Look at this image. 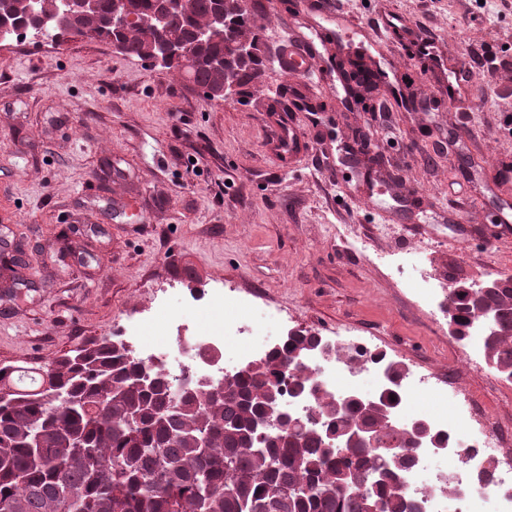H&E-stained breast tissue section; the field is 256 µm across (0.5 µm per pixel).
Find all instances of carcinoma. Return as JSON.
I'll return each mask as SVG.
<instances>
[{"label":"carcinoma","instance_id":"carcinoma-1","mask_svg":"<svg viewBox=\"0 0 512 512\" xmlns=\"http://www.w3.org/2000/svg\"><path fill=\"white\" fill-rule=\"evenodd\" d=\"M217 2L188 0L171 36L195 45V62L166 70L216 92L221 79L210 59L224 55L242 102L269 62L264 6L251 0L240 12L228 0L224 40L200 42L197 28ZM111 10L112 0H98L96 17L80 25L107 41ZM241 39L252 47L246 55L231 50ZM120 54L153 63L149 44L137 35L124 39ZM485 311L499 316L496 336L484 342L488 359L511 380V275H499L498 285L476 299L469 282L452 283V336L466 338ZM320 344L307 331L294 334L252 371L232 373L222 398L183 392L175 399L161 369L150 371L149 387L132 386L144 365L107 338L44 365L0 367V391H8V399H0V512H369V499L380 512H422L410 505L416 497L404 480L414 464V440L349 396L323 391L314 396L320 424L292 414L267 444L250 440L256 420L276 419L266 410L270 399L286 392L311 396L303 352ZM49 390L60 398H47ZM338 404L345 410L336 412ZM350 426L373 429L378 446L327 447L329 436Z\"/></svg>","mask_w":512,"mask_h":512}]
</instances>
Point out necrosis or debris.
<instances>
[{
  "label": "necrosis or debris",
  "instance_id": "obj_1",
  "mask_svg": "<svg viewBox=\"0 0 512 512\" xmlns=\"http://www.w3.org/2000/svg\"><path fill=\"white\" fill-rule=\"evenodd\" d=\"M393 265L409 295L428 303L433 314H447L448 291L429 274L424 257L399 253ZM202 306L212 322L194 324V340L224 353L225 363L261 358L271 350L262 308L246 293L226 286L204 299ZM184 325L182 312L174 308L169 296H162L146 317L124 328L126 346L143 361L160 362L166 372L174 366L203 371L204 361L181 346ZM149 332L164 337V344L148 343L145 335ZM233 340L241 341L242 349L228 351ZM387 362L385 349L358 335L345 343L343 355L331 361H323L314 351L305 358L306 366L325 390L339 397L357 393L365 398L378 396L388 383ZM424 392L452 405L451 412L436 410L426 417L435 431L448 435L447 448L429 445L420 449V463L407 475L410 490L423 501L424 512H512V496L507 493L512 487V456L505 452L508 442L455 382L429 369L406 373L399 385L394 425L401 427L415 421L413 400ZM486 458L495 459L498 468L492 473L490 486L479 488L469 466Z\"/></svg>",
  "mask_w": 512,
  "mask_h": 512
}]
</instances>
